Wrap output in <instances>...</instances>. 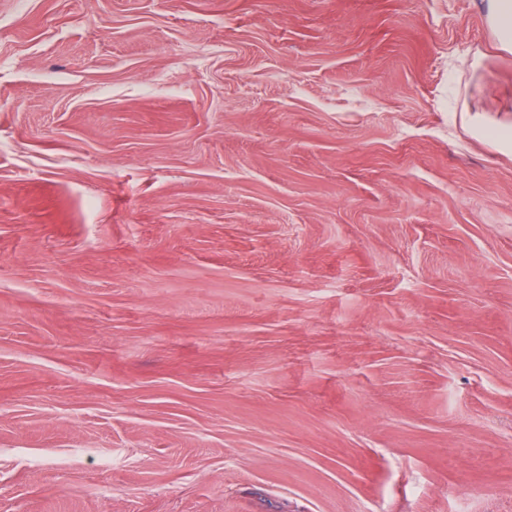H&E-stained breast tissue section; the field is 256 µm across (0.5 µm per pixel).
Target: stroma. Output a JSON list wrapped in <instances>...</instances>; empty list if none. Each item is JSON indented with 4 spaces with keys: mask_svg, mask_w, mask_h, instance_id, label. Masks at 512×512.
<instances>
[{
    "mask_svg": "<svg viewBox=\"0 0 512 512\" xmlns=\"http://www.w3.org/2000/svg\"><path fill=\"white\" fill-rule=\"evenodd\" d=\"M504 121L481 0H0V512H512Z\"/></svg>",
    "mask_w": 512,
    "mask_h": 512,
    "instance_id": "35a3bbf8",
    "label": "stroma"
}]
</instances>
